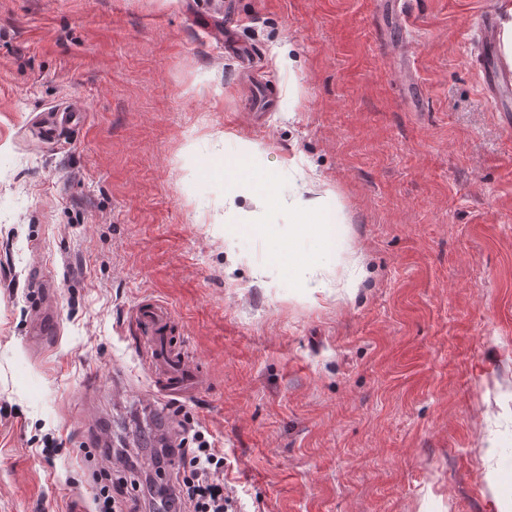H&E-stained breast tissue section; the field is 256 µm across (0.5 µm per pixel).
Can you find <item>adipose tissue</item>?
Returning a JSON list of instances; mask_svg holds the SVG:
<instances>
[{
    "instance_id": "adipose-tissue-1",
    "label": "adipose tissue",
    "mask_w": 512,
    "mask_h": 512,
    "mask_svg": "<svg viewBox=\"0 0 512 512\" xmlns=\"http://www.w3.org/2000/svg\"><path fill=\"white\" fill-rule=\"evenodd\" d=\"M296 214V230L299 237H314L317 250H343L348 227L340 209L313 204L311 200L296 197L292 202Z\"/></svg>"
}]
</instances>
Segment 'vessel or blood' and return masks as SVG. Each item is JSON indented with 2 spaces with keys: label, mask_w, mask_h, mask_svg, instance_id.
<instances>
[{
  "label": "vessel or blood",
  "mask_w": 512,
  "mask_h": 512,
  "mask_svg": "<svg viewBox=\"0 0 512 512\" xmlns=\"http://www.w3.org/2000/svg\"><path fill=\"white\" fill-rule=\"evenodd\" d=\"M480 53L477 64L482 75V89L492 100L499 104L501 112H508L506 99L512 94V71L504 69L497 57L498 26L493 10H485L479 19ZM224 50L237 57L243 71H250L254 64V55L239 43L232 23L224 25ZM171 311L156 302L138 309L137 328L147 340H154L164 328L172 323ZM186 359L178 344L155 350L152 356V369L157 378L159 389L172 395H183L193 391L197 384L194 372L185 368Z\"/></svg>",
  "instance_id": "vessel-or-blood-1"
}]
</instances>
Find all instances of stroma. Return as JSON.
<instances>
[{"label":"stroma","mask_w":512,"mask_h":512,"mask_svg":"<svg viewBox=\"0 0 512 512\" xmlns=\"http://www.w3.org/2000/svg\"><path fill=\"white\" fill-rule=\"evenodd\" d=\"M483 3L401 0V29L377 0H0V512H88L105 446L148 465L158 426L223 452L236 512H512V127L474 63ZM228 5L255 72L208 28ZM239 161L277 200L225 182ZM298 193L341 207L350 252L292 278ZM40 277L60 334L33 351ZM149 299L191 395L152 385Z\"/></svg>","instance_id":"35a3bbf8"}]
</instances>
